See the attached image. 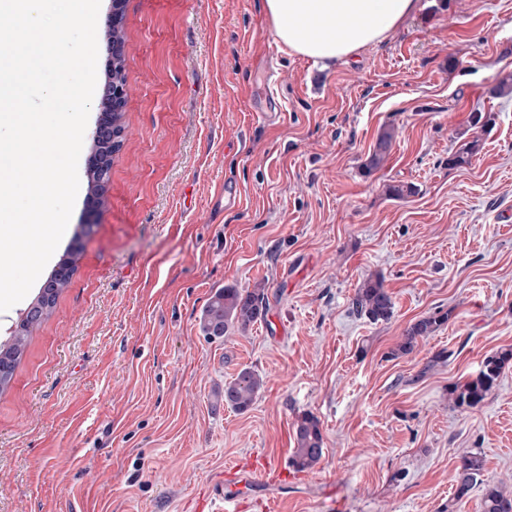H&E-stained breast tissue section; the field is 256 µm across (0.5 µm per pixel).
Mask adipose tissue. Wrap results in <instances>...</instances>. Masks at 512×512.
Listing matches in <instances>:
<instances>
[{
	"label": "adipose tissue",
	"instance_id": "ef3b65f1",
	"mask_svg": "<svg viewBox=\"0 0 512 512\" xmlns=\"http://www.w3.org/2000/svg\"><path fill=\"white\" fill-rule=\"evenodd\" d=\"M264 7L291 53L328 64L383 41L418 0H264Z\"/></svg>",
	"mask_w": 512,
	"mask_h": 512
}]
</instances>
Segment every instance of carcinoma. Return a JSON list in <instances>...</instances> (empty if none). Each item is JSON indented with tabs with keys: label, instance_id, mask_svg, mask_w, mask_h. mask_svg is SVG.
<instances>
[{
	"label": "carcinoma",
	"instance_id": "carcinoma-1",
	"mask_svg": "<svg viewBox=\"0 0 512 512\" xmlns=\"http://www.w3.org/2000/svg\"><path fill=\"white\" fill-rule=\"evenodd\" d=\"M112 64L108 74V83L113 87L125 86L126 45L121 5H115L112 12ZM124 112L121 107H113L112 124L100 138L93 141L94 162L87 171V193L103 199L105 189L104 176L110 173L112 155L119 149L125 130ZM395 131L391 127L383 128L370 149L363 167L367 172L382 167L390 153ZM80 250H68L60 259L56 269L30 304L24 315L17 321L11 339L0 342V390H4L13 379L16 364L22 358L31 328L48 318L54 309L57 297L67 288L70 276L77 266ZM352 309L360 317L371 323L388 322L393 317L394 303L391 294L384 286L382 277H369L363 281L352 299ZM266 312L265 288L240 289L226 286L217 289L210 297L200 317V329L203 335L218 339L224 337L229 329L245 331L249 326L262 319ZM448 321V314L434 313L410 324L403 332L400 341L389 352V357L399 358L412 354L421 340L434 333ZM512 362V349L504 350L485 358L477 376L461 384H456L449 392L454 405L463 410L479 407L487 395L497 386L506 365ZM262 388L261 378L252 370L244 368L236 377L224 385V403L238 411H247L256 401ZM296 448L293 449L289 466L304 471L314 467L324 453L323 434L320 422L308 411L300 413L295 427ZM484 469L483 457L471 453L461 458L456 468L454 498L461 500L469 495L480 482ZM481 512H512V495L504 493L499 487L485 489L481 500Z\"/></svg>",
	"mask_w": 512,
	"mask_h": 512
}]
</instances>
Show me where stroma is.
Listing matches in <instances>:
<instances>
[{"instance_id": "35a3bbf8", "label": "stroma", "mask_w": 512, "mask_h": 512, "mask_svg": "<svg viewBox=\"0 0 512 512\" xmlns=\"http://www.w3.org/2000/svg\"><path fill=\"white\" fill-rule=\"evenodd\" d=\"M124 11L123 146L85 237L77 196L44 271L76 242L77 269L0 392V512H196L227 462H287L304 411L321 460L249 486L243 512H480L485 486L512 493V364L478 408L448 395L512 348V95L493 92L512 0H419L328 68L276 40L263 0ZM386 126L391 152L365 174ZM398 183L416 194L389 197ZM375 275L395 303L377 324L350 309ZM258 282L264 319L201 333L215 290ZM244 368L264 386L238 413L224 385ZM471 452L482 484L458 501ZM447 321L448 313L440 314L437 312L410 324L404 330L395 348L389 352L390 358H399L412 354L421 340L430 336ZM484 469L483 457L478 453L463 456L456 468L454 498L462 500L480 482V476Z\"/></svg>"}]
</instances>
